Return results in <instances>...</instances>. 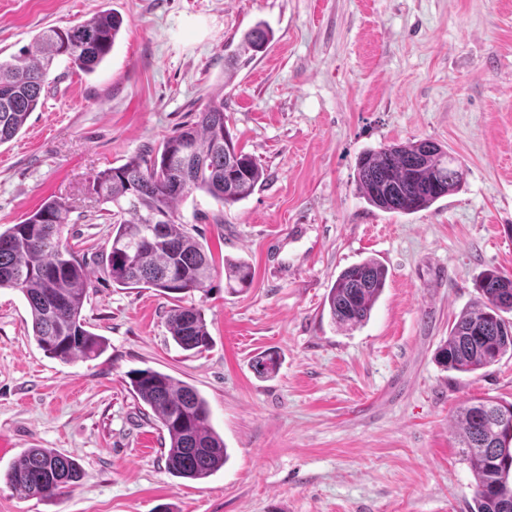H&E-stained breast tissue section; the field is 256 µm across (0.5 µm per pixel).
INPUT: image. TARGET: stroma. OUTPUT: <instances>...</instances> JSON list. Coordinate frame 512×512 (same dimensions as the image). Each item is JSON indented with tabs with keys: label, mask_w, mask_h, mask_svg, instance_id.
<instances>
[{
	"label": "stroma",
	"mask_w": 512,
	"mask_h": 512,
	"mask_svg": "<svg viewBox=\"0 0 512 512\" xmlns=\"http://www.w3.org/2000/svg\"><path fill=\"white\" fill-rule=\"evenodd\" d=\"M102 10L123 19L110 56L91 74L59 60L0 145V229L50 196L73 206L64 235L94 284L82 314L106 340L97 358H52L23 295L0 289V475L29 448L70 455L83 475L45 500L0 478V512H468L457 412L512 402V357L460 373L434 355L483 272L512 277V0H0V56ZM260 21L268 48L225 70L227 46ZM218 92L266 178L227 208L201 194L179 206L217 264L185 298L211 336L193 354L166 329L173 300L103 274L112 226L90 179ZM421 139L461 161L460 188L413 214L370 206L358 156ZM228 257L251 265L250 288H225ZM367 257L385 288L366 323L339 328L326 297ZM265 351L281 366L261 379L251 360ZM147 368L207 401L229 453L209 478L166 470L168 436L130 387Z\"/></svg>",
	"instance_id": "obj_1"
}]
</instances>
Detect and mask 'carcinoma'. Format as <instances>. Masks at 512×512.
<instances>
[{
	"instance_id": "carcinoma-1",
	"label": "carcinoma",
	"mask_w": 512,
	"mask_h": 512,
	"mask_svg": "<svg viewBox=\"0 0 512 512\" xmlns=\"http://www.w3.org/2000/svg\"><path fill=\"white\" fill-rule=\"evenodd\" d=\"M123 18L110 11L70 27H51L10 59L0 58V144L11 140L38 107L55 62L65 58L92 73L111 53ZM272 32L262 23L242 36L227 56L234 61L264 51ZM456 159L429 140L391 144L363 153L357 182L366 202L384 212L412 214L457 190L463 180ZM264 180L263 169L238 147L224 124V94L211 96L196 121L168 137L153 154L134 155L93 177L98 201L107 205L112 238L106 273L115 288H153L174 300L204 293L214 271L211 252L187 230L179 205L196 193L230 207L248 199ZM72 206L48 198L22 222L0 232V289L22 293L30 309L38 347L63 362L99 356L105 339L87 329L82 315L92 279L84 257L63 237ZM387 268L374 258L337 276L327 295L329 314L340 327L367 321L383 292ZM229 288H249L252 269L242 260H224ZM512 278L487 270L478 296L453 323L436 359L448 371L474 372L512 353ZM166 328L184 351L209 348L211 336L201 308L177 305ZM280 356L264 352L252 368L261 378L277 373ZM130 386L148 405L169 438L166 470L179 478L203 480L228 459L222 438L210 423L206 400L193 386L147 368L130 374ZM512 403L491 400L460 408L456 438L473 473L477 491L470 512H503L512 502ZM82 475L78 462L47 448H30L4 474L28 497L59 495Z\"/></svg>"
}]
</instances>
